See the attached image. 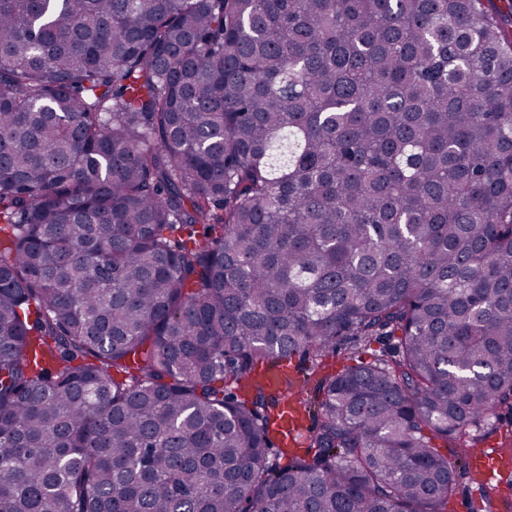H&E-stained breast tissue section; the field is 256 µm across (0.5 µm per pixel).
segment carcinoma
Returning <instances> with one entry per match:
<instances>
[{
	"label": "carcinoma",
	"mask_w": 512,
	"mask_h": 512,
	"mask_svg": "<svg viewBox=\"0 0 512 512\" xmlns=\"http://www.w3.org/2000/svg\"><path fill=\"white\" fill-rule=\"evenodd\" d=\"M503 409L492 0H0V512H448ZM395 341L393 339L372 340L370 342L345 343L336 348L334 352H329L323 358V367L321 371L312 377L313 384L322 375L326 373H338L350 365H354L363 358L365 361H371L374 357L386 354L384 351L392 347ZM292 407L288 410V403L286 407V414L283 416V419L280 421L281 431L287 435V441L290 445L294 444V439L298 438V440L304 434V427L302 418L299 415V412L295 408V404L293 402H289Z\"/></svg>",
	"instance_id": "carcinoma-1"
}]
</instances>
